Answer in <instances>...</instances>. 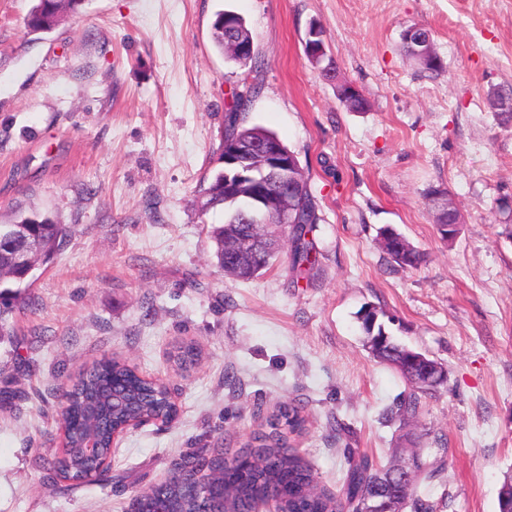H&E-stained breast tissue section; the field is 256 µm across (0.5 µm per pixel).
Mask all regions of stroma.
Returning a JSON list of instances; mask_svg holds the SVG:
<instances>
[{
  "mask_svg": "<svg viewBox=\"0 0 512 512\" xmlns=\"http://www.w3.org/2000/svg\"><path fill=\"white\" fill-rule=\"evenodd\" d=\"M35 0H0V224L50 215L64 249L11 296L0 337V512H129L179 454L249 439L278 403L304 405L296 444L338 489L345 448L390 463L406 426L382 411L408 386L366 348L359 314L448 370L421 398L417 432L443 469L419 495L434 512H498L512 479V126L489 104L512 85V0H85L51 32L30 33ZM221 10L252 37L247 65L212 41ZM324 32L336 79L310 63ZM428 29L440 70L401 50ZM358 88L348 110L337 82ZM248 95L252 123L295 153L319 215L309 275L282 248L241 280L216 264L220 208L195 190L223 167L224 115ZM449 191L461 230L444 240L426 205ZM424 255L393 263L379 230ZM196 341L189 372L167 355ZM118 355L174 388L167 425L117 441L105 481L52 485L61 454V389L79 369Z\"/></svg>",
  "mask_w": 512,
  "mask_h": 512,
  "instance_id": "obj_1",
  "label": "stroma"
}]
</instances>
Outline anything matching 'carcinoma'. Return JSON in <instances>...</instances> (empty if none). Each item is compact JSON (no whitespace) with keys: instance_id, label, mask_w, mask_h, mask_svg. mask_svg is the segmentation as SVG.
<instances>
[{"instance_id":"1","label":"carcinoma","mask_w":512,"mask_h":512,"mask_svg":"<svg viewBox=\"0 0 512 512\" xmlns=\"http://www.w3.org/2000/svg\"><path fill=\"white\" fill-rule=\"evenodd\" d=\"M82 0H39L33 8L27 26L30 32H49L64 16L76 12ZM491 108L505 121L512 122V87L493 93ZM265 132V128L251 124L247 113L235 112L232 123L224 126V143L238 141L245 136ZM304 203L303 223L284 226L292 239L291 266L296 271L309 272L316 264L313 243L305 238L318 223L316 205L307 183L298 186ZM197 195L205 197L209 208L224 207V224L212 231L214 256L219 268H224V235L244 233L250 225L240 217L244 201L224 203V176L215 174L200 182ZM442 238H447L446 227L459 225V212L442 210L434 215ZM22 223L33 226L35 239L40 243V255L33 259L37 267L50 262L67 243L70 227L59 224L46 215L22 218ZM386 239L384 251L398 266L415 268L423 255L410 247L404 252L395 250L401 233L389 226L380 231ZM271 257L259 253L251 268H242L235 277L251 279L270 265ZM22 272L10 263L7 244L0 243V285L21 284ZM379 311L374 307L364 310L363 327L369 336L379 337L380 349L375 355L379 361L398 368L407 381L410 392L395 405L383 410L387 422L406 424L418 414L420 399L424 394H434L441 384L428 383L423 378V366L406 360L404 345L396 342L378 321ZM122 395L125 405L112 404V392ZM69 417L61 420L62 446L65 451L48 463L51 482L69 485L89 480L90 469L83 462L81 448L90 434L96 438L98 457L112 460V431L123 426L128 419H155L164 423L178 414L176 403L170 398L162 383L146 379L125 361L105 358L84 368L76 382L68 389ZM305 419L299 407L283 404L266 419L265 430L257 432L244 449L227 457L224 447L203 448L182 455V467L188 473L205 469L213 476V483L224 484V491L199 486L191 488L173 476L152 487V494L163 498L170 512H200L205 506L213 512H254L261 504L273 503L278 512H354V508L368 496H376L389 505V512H404L407 502H412L416 512H431L432 505L415 496L421 477L432 478L436 470L417 449L419 464L408 483L388 480L387 467L379 466L366 455H357L347 449V469L338 492L332 493L318 487L313 467L291 444V436L300 433Z\"/></svg>"}]
</instances>
